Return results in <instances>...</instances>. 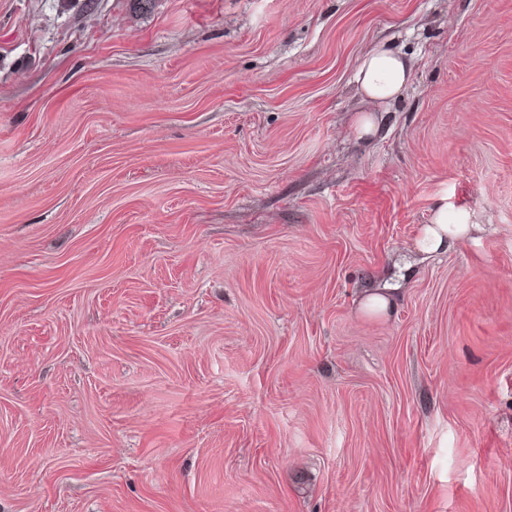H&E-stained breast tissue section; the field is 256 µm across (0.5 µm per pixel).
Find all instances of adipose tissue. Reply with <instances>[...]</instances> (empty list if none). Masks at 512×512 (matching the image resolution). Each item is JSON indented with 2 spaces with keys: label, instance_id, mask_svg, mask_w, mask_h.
I'll return each instance as SVG.
<instances>
[{
  "label": "adipose tissue",
  "instance_id": "adipose-tissue-1",
  "mask_svg": "<svg viewBox=\"0 0 512 512\" xmlns=\"http://www.w3.org/2000/svg\"><path fill=\"white\" fill-rule=\"evenodd\" d=\"M412 77L410 61L387 44H379L368 51L359 63L353 77L362 97L380 106H389L399 100ZM472 226L466 211L449 218L446 204H436L430 224L426 225L416 244L420 252L436 255L446 252L452 241L469 234Z\"/></svg>",
  "mask_w": 512,
  "mask_h": 512
}]
</instances>
